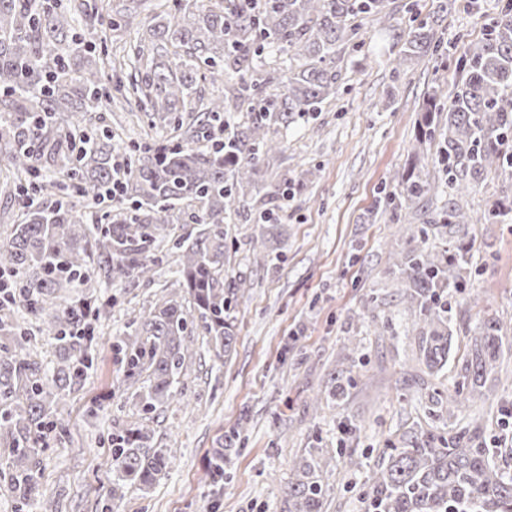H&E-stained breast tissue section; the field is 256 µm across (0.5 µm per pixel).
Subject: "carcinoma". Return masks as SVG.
Returning <instances> with one entry per match:
<instances>
[{
	"instance_id": "carcinoma-1",
	"label": "carcinoma",
	"mask_w": 512,
	"mask_h": 512,
	"mask_svg": "<svg viewBox=\"0 0 512 512\" xmlns=\"http://www.w3.org/2000/svg\"><path fill=\"white\" fill-rule=\"evenodd\" d=\"M392 0H164L156 5L147 36L129 48L137 78L112 83L84 38L102 28L132 32L142 24L135 7L113 10L110 0H0V160L11 174L0 192L15 197L20 216L0 239V274L16 288L0 305V482L17 512L39 490L35 456L65 435L59 402L96 359L112 297L94 302L92 290L151 281L155 269L176 266V287L131 319L112 343L121 356L125 389L152 414L169 400L186 399L181 374L186 338L201 329L216 356L232 348L231 301L244 281L224 289V214L270 222L279 192L252 198L259 164L282 150L280 129L312 117L336 98V59L361 50V23L391 17ZM433 27L410 28L392 77L406 62L440 51ZM288 55V71L256 69L265 53ZM460 84L451 100L438 87L427 92L417 125L420 144L437 142V164L448 184L441 206L428 175L395 174L393 189L377 206L401 221L403 212L431 226L412 237L392 274L414 313L419 351L430 372L448 365L457 327L448 293L470 287L467 268L472 224H499L512 212V0L472 53L459 62ZM236 78L230 96L205 97L201 84ZM117 97H112V92ZM175 136L160 143L126 145L112 127L84 133L88 116L105 100ZM245 112L230 131L224 113ZM122 163L120 198L112 197L113 169ZM502 177L503 195L478 216L458 197L489 171ZM54 189V205L31 199ZM178 224H196L194 234ZM24 312L42 321L40 333L60 351L53 373L30 358L32 338ZM471 357L463 366L465 390L431 396L446 413L484 396L496 373L508 326L488 315L465 327ZM354 364L338 371L327 397L345 398ZM480 425L448 438L423 429L403 433L382 451L367 477L363 512H512V474L494 460V449L474 446ZM347 454L318 449L296 466L287 512H322L327 487L321 473ZM110 487L102 512H115L123 490L146 493L171 465L167 449L141 428H118L108 439Z\"/></svg>"
}]
</instances>
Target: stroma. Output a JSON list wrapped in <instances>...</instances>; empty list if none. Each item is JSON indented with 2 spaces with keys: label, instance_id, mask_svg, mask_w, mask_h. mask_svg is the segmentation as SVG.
I'll list each match as a JSON object with an SVG mask.
<instances>
[{
  "label": "stroma",
  "instance_id": "stroma-1",
  "mask_svg": "<svg viewBox=\"0 0 512 512\" xmlns=\"http://www.w3.org/2000/svg\"><path fill=\"white\" fill-rule=\"evenodd\" d=\"M362 28V52L336 61L341 91L317 118L297 120L278 134L285 151L270 160L260 191L287 190L276 215L280 235L272 264H254L261 225L229 215L225 279L242 278L234 312L236 340L216 358L202 334L190 338L181 381L187 401L172 400L145 416L131 393L117 394L119 361L100 345L92 369L59 404L68 434L40 452V493L27 512H101L108 485L103 445L116 426L145 428L169 450L168 473L149 492L129 487L118 512H285L292 464L315 448L345 446L352 462L324 472L326 512H361L366 473L384 448L414 424L447 432L478 421L490 446L512 445L502 418L512 409V349L504 348L498 378L455 417L435 412L432 390L463 385L471 341L456 333L447 367L429 374L418 360L412 315L395 293L391 252L404 240L388 214L375 209L395 172L419 159L433 172L436 145L418 146L415 125L423 97L437 85L453 97L467 57L497 19L504 0H457L435 27L444 60L408 63L393 77L391 62L409 31L402 6ZM468 254L471 286L449 295L457 317L474 322L512 318V214L500 224H475ZM167 269L153 283L113 289L111 336L123 333L134 310L171 284ZM359 365L345 400H326L332 376L348 353ZM353 434H345L344 424ZM241 427L242 441L210 481L207 455Z\"/></svg>",
  "mask_w": 512,
  "mask_h": 512
}]
</instances>
